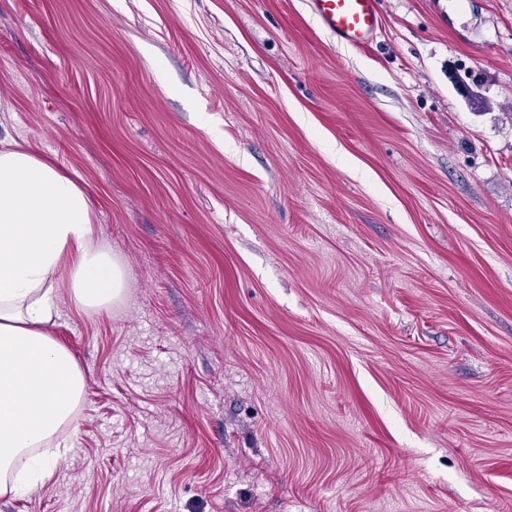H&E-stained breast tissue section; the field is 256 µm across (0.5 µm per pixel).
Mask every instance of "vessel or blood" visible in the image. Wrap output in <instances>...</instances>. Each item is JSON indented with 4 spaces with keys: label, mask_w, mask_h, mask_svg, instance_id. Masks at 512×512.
Listing matches in <instances>:
<instances>
[{
    "label": "vessel or blood",
    "mask_w": 512,
    "mask_h": 512,
    "mask_svg": "<svg viewBox=\"0 0 512 512\" xmlns=\"http://www.w3.org/2000/svg\"><path fill=\"white\" fill-rule=\"evenodd\" d=\"M319 28L354 48L371 43L382 26L379 0H305Z\"/></svg>",
    "instance_id": "vessel-or-blood-1"
}]
</instances>
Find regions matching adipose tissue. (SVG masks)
Returning a JSON list of instances; mask_svg holds the SVG:
<instances>
[{"instance_id":"obj_1","label":"adipose tissue","mask_w":512,"mask_h":512,"mask_svg":"<svg viewBox=\"0 0 512 512\" xmlns=\"http://www.w3.org/2000/svg\"><path fill=\"white\" fill-rule=\"evenodd\" d=\"M86 192L36 151L0 140V496L50 479L62 456L45 444L70 418L84 377L47 332L60 315L55 274L72 256L68 286L80 308L110 306L121 266L93 243Z\"/></svg>"}]
</instances>
